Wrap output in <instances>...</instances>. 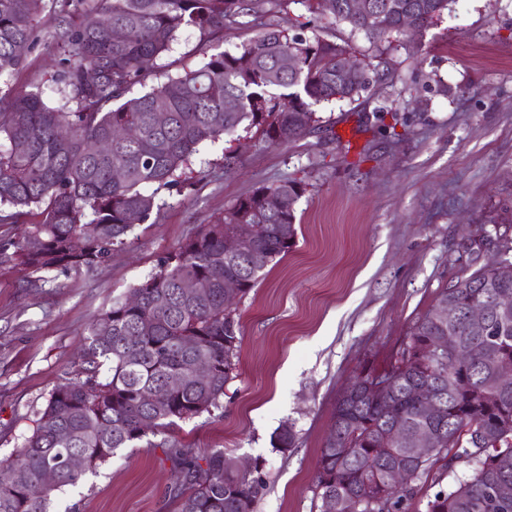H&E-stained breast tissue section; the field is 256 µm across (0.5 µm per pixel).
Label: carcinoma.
Wrapping results in <instances>:
<instances>
[{"label": "carcinoma", "instance_id": "carcinoma-1", "mask_svg": "<svg viewBox=\"0 0 512 512\" xmlns=\"http://www.w3.org/2000/svg\"><path fill=\"white\" fill-rule=\"evenodd\" d=\"M261 0H0V84L20 67V43L31 44L39 18L48 7L65 22L63 57L54 82L65 102L51 106L40 86L0 97V224H22L20 237H0V257L16 262L30 276L25 288H40L49 273L93 269L104 263L132 232L129 215L146 222L160 208L161 195L183 187L182 176L199 147L241 127L262 129L270 144H290L318 122L315 107L352 101L382 80L370 63H357L354 80L336 85V57L345 47L317 34H290L269 26L234 53L215 54L201 66L166 74L159 85L131 93L157 61L167 55L186 28L209 39L224 32V22L249 14ZM352 0H333L328 16L369 39L400 34L408 24L424 33L453 0H372L384 32L372 33L351 10ZM124 32L112 39V30ZM298 54L296 69L276 73L281 57ZM97 72L89 82L88 70ZM232 98L236 107L224 109ZM167 113L158 124L155 113ZM90 139L110 142L91 153ZM26 144L23 151L17 145ZM278 196L271 206L266 193ZM300 183L281 180L239 197L211 224L200 226L178 250L160 260L154 272L114 300L92 320L83 341L77 376L58 385L35 421L32 434L10 457L0 460L13 479L0 485V512H50L56 492L76 486L87 472L121 448L177 422L221 407L237 377L240 326L234 308L225 306L224 281L234 280L241 295L256 286L269 263L288 253L296 236ZM246 237L249 248L224 255V236ZM193 278L202 294H184L182 281ZM464 314L482 302L488 317L479 331L458 318L442 324L434 309L442 303ZM512 273L486 263L441 289L413 324L387 368L399 378L386 405L363 395L336 400L331 429L350 453L321 448L316 475L320 512H341L336 505L364 497L361 512H402L405 502L429 486L425 512H512V498L497 486L512 482V380L497 378L512 365ZM453 333L472 356H436L439 337ZM200 360L213 366L200 381L193 368ZM109 375L100 379L102 367ZM181 384L155 402L145 392L173 377ZM431 385L440 414H422L418 389ZM404 433L421 428L436 436V453L414 463L412 449L382 443L392 426ZM175 468L172 488L176 512H254L262 480H248L232 458L216 449L199 455L175 440H165ZM70 452L86 456L81 472L62 467ZM414 465L407 490L384 489L390 462ZM468 466V475L446 488L429 482L435 466ZM57 471L56 483L42 481ZM385 492L382 501L375 494Z\"/></svg>", "mask_w": 512, "mask_h": 512}]
</instances>
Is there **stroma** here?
<instances>
[{"instance_id": "1", "label": "stroma", "mask_w": 512, "mask_h": 512, "mask_svg": "<svg viewBox=\"0 0 512 512\" xmlns=\"http://www.w3.org/2000/svg\"><path fill=\"white\" fill-rule=\"evenodd\" d=\"M302 23L387 70V80L358 100L320 106L318 125L290 145L265 143L254 128L204 144L184 188L164 195L161 210L94 269L25 289V271L0 260V459L31 434L52 390L80 371L94 315L238 197L294 179L306 189L295 243L236 305L238 376L221 408L179 422L173 436L198 454L221 449L258 467L255 512H319L317 463L339 392L364 367L388 362L448 282L512 245V0H455L422 36L375 43L290 0L205 41L183 30L134 90L237 51L267 26ZM57 28L56 14L44 13L10 88L38 84L61 103ZM381 105L398 112L395 135L374 117ZM230 152L239 164L228 172ZM285 424L296 442L274 447ZM160 441L118 450L58 491L53 512H175Z\"/></svg>"}]
</instances>
